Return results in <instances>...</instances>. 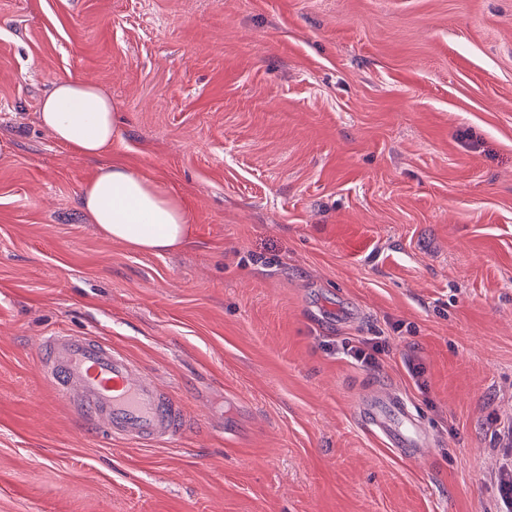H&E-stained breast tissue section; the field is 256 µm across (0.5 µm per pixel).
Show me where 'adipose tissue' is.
<instances>
[{
  "mask_svg": "<svg viewBox=\"0 0 512 512\" xmlns=\"http://www.w3.org/2000/svg\"><path fill=\"white\" fill-rule=\"evenodd\" d=\"M38 119L59 144L81 157L109 154L122 139L111 96L74 77L57 79ZM79 201L103 237L136 251L163 254L184 246L193 234L182 198L161 180L119 161L100 165L81 186Z\"/></svg>",
  "mask_w": 512,
  "mask_h": 512,
  "instance_id": "obj_1",
  "label": "adipose tissue"
}]
</instances>
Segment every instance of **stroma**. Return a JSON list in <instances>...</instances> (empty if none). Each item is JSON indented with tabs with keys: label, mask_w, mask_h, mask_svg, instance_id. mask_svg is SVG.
Segmentation results:
<instances>
[{
	"label": "stroma",
	"mask_w": 512,
	"mask_h": 512,
	"mask_svg": "<svg viewBox=\"0 0 512 512\" xmlns=\"http://www.w3.org/2000/svg\"><path fill=\"white\" fill-rule=\"evenodd\" d=\"M97 83L112 155L195 228L163 255L80 207L37 118ZM0 512H493L512 449V0H0ZM96 336L186 421L100 439L43 378ZM375 339L378 366L343 355ZM428 456L362 424L377 387ZM358 412L365 426L385 439L395 455L406 459L425 456L429 432L403 396L379 389L359 401Z\"/></svg>",
	"instance_id": "obj_1"
}]
</instances>
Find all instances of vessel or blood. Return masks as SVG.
Here are the masks:
<instances>
[{"instance_id": "1", "label": "vessel or blood", "mask_w": 512, "mask_h": 512, "mask_svg": "<svg viewBox=\"0 0 512 512\" xmlns=\"http://www.w3.org/2000/svg\"><path fill=\"white\" fill-rule=\"evenodd\" d=\"M42 347L47 384L93 427L137 444H161L182 430L176 401L118 348L86 336L58 335L44 337ZM358 412L395 455L425 456L429 432L403 396L377 390L359 401Z\"/></svg>"}]
</instances>
